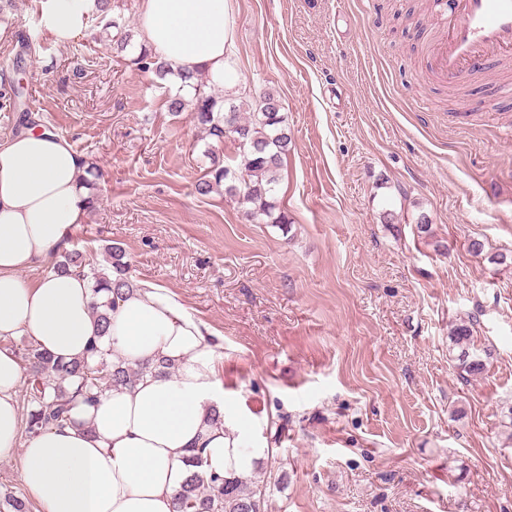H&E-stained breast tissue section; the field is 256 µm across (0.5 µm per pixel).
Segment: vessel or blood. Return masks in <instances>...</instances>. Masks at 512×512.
<instances>
[{"mask_svg": "<svg viewBox=\"0 0 512 512\" xmlns=\"http://www.w3.org/2000/svg\"><path fill=\"white\" fill-rule=\"evenodd\" d=\"M440 36L431 49L432 72L448 84L489 56L512 52V0H440Z\"/></svg>", "mask_w": 512, "mask_h": 512, "instance_id": "b4317fda", "label": "vessel or blood"}]
</instances>
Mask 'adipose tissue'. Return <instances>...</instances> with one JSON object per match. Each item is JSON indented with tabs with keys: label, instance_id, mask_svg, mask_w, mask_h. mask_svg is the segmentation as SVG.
Wrapping results in <instances>:
<instances>
[{
	"label": "adipose tissue",
	"instance_id": "obj_1",
	"mask_svg": "<svg viewBox=\"0 0 512 512\" xmlns=\"http://www.w3.org/2000/svg\"><path fill=\"white\" fill-rule=\"evenodd\" d=\"M97 0H40L42 23L65 44L87 27ZM140 40L174 72L205 73L223 86L233 56L228 0H140ZM87 162L69 141L26 131L0 143V338L33 337L67 361L92 342L148 370L133 384L74 402L70 420L19 447L24 368L0 348V456L20 453L21 480L42 512H173L201 454L207 475L249 476L267 449L224 408L216 378L219 344L166 288L144 282L117 300L106 333L92 314L87 281L75 272L30 282L86 213ZM166 363L165 373L154 372Z\"/></svg>",
	"mask_w": 512,
	"mask_h": 512
}]
</instances>
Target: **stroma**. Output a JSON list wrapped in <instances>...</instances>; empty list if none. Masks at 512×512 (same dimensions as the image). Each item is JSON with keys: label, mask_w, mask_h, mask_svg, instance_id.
I'll return each mask as SVG.
<instances>
[{"label": "stroma", "mask_w": 512, "mask_h": 512, "mask_svg": "<svg viewBox=\"0 0 512 512\" xmlns=\"http://www.w3.org/2000/svg\"><path fill=\"white\" fill-rule=\"evenodd\" d=\"M415 3L229 0V72L288 119L287 232L196 193L206 140L100 15L60 45L36 0L0 13V85L22 76L23 110L99 168L72 248L99 264L121 248L221 339L224 405L270 450L252 473L266 512H512V264L487 260L512 251V74H465L450 98L427 67L433 12L395 14ZM23 35L37 52L20 65ZM467 318L490 352L469 380L448 349ZM20 468L0 458V512H40Z\"/></svg>", "instance_id": "1"}]
</instances>
